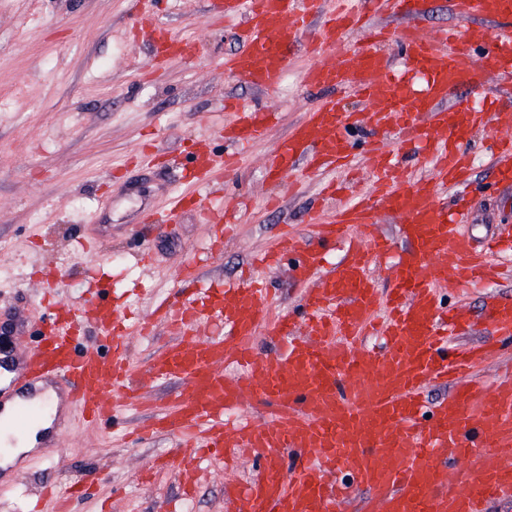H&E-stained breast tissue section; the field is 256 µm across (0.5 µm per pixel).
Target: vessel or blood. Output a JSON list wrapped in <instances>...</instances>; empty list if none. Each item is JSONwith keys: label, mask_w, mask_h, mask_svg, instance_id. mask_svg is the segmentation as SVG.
I'll list each match as a JSON object with an SVG mask.
<instances>
[{"label": "vessel or blood", "mask_w": 512, "mask_h": 512, "mask_svg": "<svg viewBox=\"0 0 512 512\" xmlns=\"http://www.w3.org/2000/svg\"><path fill=\"white\" fill-rule=\"evenodd\" d=\"M374 2L409 23L371 29L370 48L353 56L344 36L362 11L352 0L331 12L325 0H207L213 16L243 23V48L225 57V71L262 90L281 82L292 45L311 23L319 25L303 83L327 96L274 142L265 169L280 182L306 164L324 176L321 195L344 203L326 222L310 209L306 221L315 230L307 239L281 234L253 260L257 267L287 264L301 292L297 308L263 321L269 290L253 275L202 288L196 271L185 268L183 288L154 309L174 337L137 373L129 338L149 326L128 324L110 284L96 281L92 298L50 311L38 343L20 345L14 383L28 401L11 407L0 393V417L8 416L17 433L43 422L31 404L43 384L61 385L70 415L101 424L141 405L143 384L175 380L181 390L149 430L179 434L161 466L176 470L183 492H191L201 459L230 461L241 452L259 466L249 482L226 480L227 512H349L356 489L364 494L360 512H490L512 500V369L490 381L481 373L496 356L512 353V299L487 297L477 322L465 303H444L440 294L448 285L463 293L482 287L497 274L491 254L512 250L511 225H499L479 246L467 230L473 130H495L487 156L497 182L512 188V0H449L458 24L434 33L419 23L431 0ZM131 28L155 48L158 62L200 53L189 37L143 13H135ZM385 41L399 45V61L378 51ZM484 76L498 86L492 98L449 105ZM347 86L366 111L344 110L335 92ZM229 110L223 154L205 139L189 152L196 180L237 166L278 119L262 105ZM357 130L367 134L359 147L352 141ZM401 153L429 158L431 174L405 179L396 161ZM362 161L376 181L370 190L348 192L334 174L353 172ZM448 189L456 208L440 202ZM188 202L207 209L198 192L172 193L164 212L148 211L143 220L162 223ZM382 211L402 220L409 244L402 254L385 237L350 233L374 224ZM338 248L340 261L327 263ZM386 260L390 280L383 287L371 268ZM479 323L483 343L459 344ZM372 333L383 336V349L357 355L356 342ZM261 337L268 344L263 355ZM440 381L453 391L426 402L428 386ZM245 408L253 417L237 418Z\"/></svg>", "instance_id": "b4317fda"}]
</instances>
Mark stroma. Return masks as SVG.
<instances>
[{"mask_svg": "<svg viewBox=\"0 0 512 512\" xmlns=\"http://www.w3.org/2000/svg\"><path fill=\"white\" fill-rule=\"evenodd\" d=\"M164 23L194 37L200 57L168 68L152 64L150 48L129 35L130 0H0V329L35 342L45 309L36 270H56L53 301L72 306L89 298L90 271L109 262L112 285L126 289L127 313L149 314L154 300L180 286L183 264L197 263L204 280L235 278L268 249L283 225L309 236L303 221L316 179L285 194L282 210L266 205L271 186L262 164L273 139L300 121L324 94L307 89L303 51L275 94L226 74L225 55L241 50L235 26L213 19L204 0H157ZM274 102L280 119L269 138L251 144L241 167L225 176L228 194L249 202L232 237L220 224L191 213L167 224L139 218L179 186L187 139L208 138L223 151L225 100ZM470 177L476 213L472 232L512 224V191L495 186L481 144ZM168 156L166 169L146 171L126 161L145 146ZM121 263H113V255ZM149 390L142 411L118 414L111 430L66 419L59 448H37L0 468V512H30L39 482L59 486L96 474L94 492L75 512H165L178 496L175 472L144 482L152 460L173 450L175 438L123 437L125 425L161 404Z\"/></svg>", "mask_w": 512, "mask_h": 512, "instance_id": "1", "label": "stroma"}]
</instances>
